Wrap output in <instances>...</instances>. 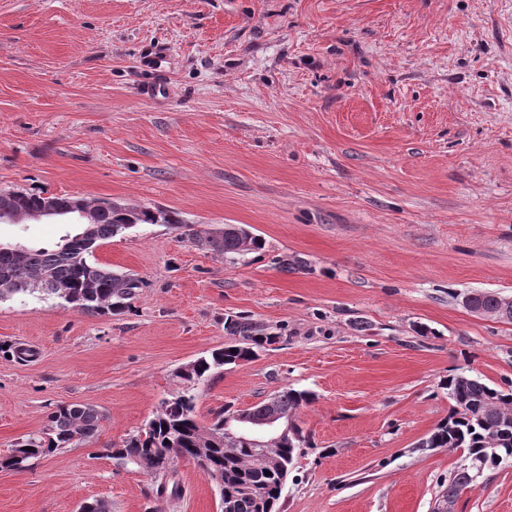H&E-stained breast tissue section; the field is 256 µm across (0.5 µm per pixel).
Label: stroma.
Instances as JSON below:
<instances>
[{"label": "stroma", "mask_w": 512, "mask_h": 512, "mask_svg": "<svg viewBox=\"0 0 512 512\" xmlns=\"http://www.w3.org/2000/svg\"><path fill=\"white\" fill-rule=\"evenodd\" d=\"M22 188L184 226L96 249L144 282L120 313L0 301V454L58 404L105 414L89 442L0 471V512H221L192 462L151 477L100 451L228 342L230 316L279 340L198 385L199 423L285 387L315 395L280 512H432L465 459L422 445L450 412L443 381L512 389V321L459 300L512 297V0H0V190ZM226 224L262 249L193 242ZM66 231L0 224V240ZM458 512H512V462Z\"/></svg>", "instance_id": "obj_1"}]
</instances>
